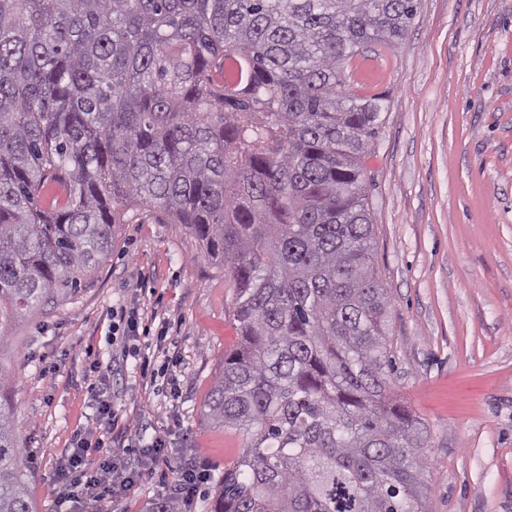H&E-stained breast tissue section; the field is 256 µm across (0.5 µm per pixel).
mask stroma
Masks as SVG:
<instances>
[{
  "mask_svg": "<svg viewBox=\"0 0 512 512\" xmlns=\"http://www.w3.org/2000/svg\"><path fill=\"white\" fill-rule=\"evenodd\" d=\"M345 73L388 106L365 179L392 382L428 433L426 512H512V0H418L405 38ZM112 234L108 260L0 348L28 496L54 512L82 432L136 471L112 512H149L202 465L204 512L242 441L206 415L238 340L233 288L183 225L151 213Z\"/></svg>",
  "mask_w": 512,
  "mask_h": 512,
  "instance_id": "1",
  "label": "stroma"
}]
</instances>
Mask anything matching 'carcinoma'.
<instances>
[{"label":"carcinoma","mask_w":512,"mask_h":512,"mask_svg":"<svg viewBox=\"0 0 512 512\" xmlns=\"http://www.w3.org/2000/svg\"><path fill=\"white\" fill-rule=\"evenodd\" d=\"M416 0H0V346L160 211L234 288L208 397L243 445L206 512H423L364 173L385 99L344 65ZM0 512H33L0 403ZM153 512H192L175 496Z\"/></svg>","instance_id":"1"}]
</instances>
